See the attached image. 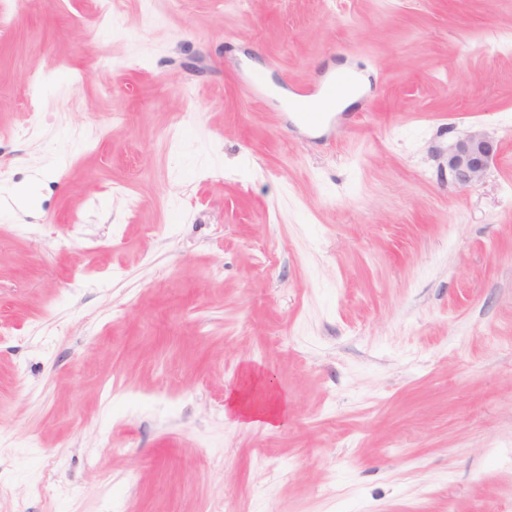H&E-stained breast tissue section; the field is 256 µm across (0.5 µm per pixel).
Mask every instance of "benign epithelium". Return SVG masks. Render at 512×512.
<instances>
[{
  "label": "benign epithelium",
  "mask_w": 512,
  "mask_h": 512,
  "mask_svg": "<svg viewBox=\"0 0 512 512\" xmlns=\"http://www.w3.org/2000/svg\"><path fill=\"white\" fill-rule=\"evenodd\" d=\"M497 151L494 140L481 130H474L457 140L448 148L447 158L453 182L465 189L480 181Z\"/></svg>",
  "instance_id": "obj_1"
}]
</instances>
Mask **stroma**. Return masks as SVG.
Instances as JSON below:
<instances>
[{
	"label": "stroma",
	"mask_w": 512,
	"mask_h": 512,
	"mask_svg": "<svg viewBox=\"0 0 512 512\" xmlns=\"http://www.w3.org/2000/svg\"><path fill=\"white\" fill-rule=\"evenodd\" d=\"M0 6V512H512V0ZM351 91H352V87L347 81H345L343 79L336 81V79H335L332 82H330L328 85L323 86L320 89H317L314 94H317L324 98V101L322 103V105L324 107V106L334 103L336 101V98L339 95L349 93ZM348 102H349V97L341 98L339 101H336L333 111L335 109L338 110L339 108L346 105ZM497 151L494 140L481 130H474L457 140L448 148L447 158L453 182L465 189L480 181ZM242 377L240 386L227 395L229 411L242 424L276 427L282 416L277 392L271 390L265 375L255 370L245 369ZM259 394L262 400L256 401Z\"/></svg>",
	"instance_id": "stroma-1"
}]
</instances>
